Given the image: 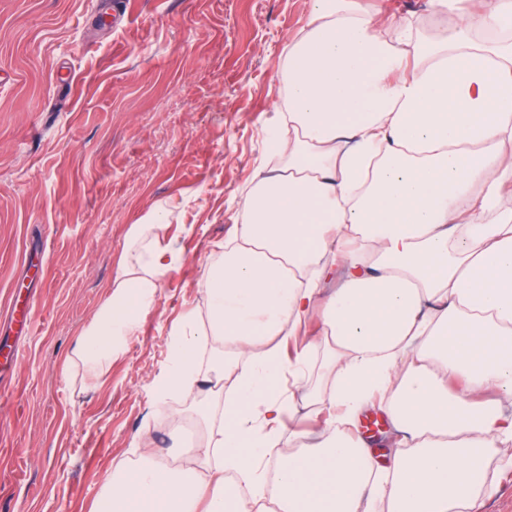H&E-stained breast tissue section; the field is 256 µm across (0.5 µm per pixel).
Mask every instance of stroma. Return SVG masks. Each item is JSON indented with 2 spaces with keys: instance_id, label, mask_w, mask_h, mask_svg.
I'll return each instance as SVG.
<instances>
[{
  "instance_id": "stroma-1",
  "label": "stroma",
  "mask_w": 512,
  "mask_h": 512,
  "mask_svg": "<svg viewBox=\"0 0 512 512\" xmlns=\"http://www.w3.org/2000/svg\"><path fill=\"white\" fill-rule=\"evenodd\" d=\"M0 0V512H90L119 463L166 458L155 398L170 332L204 319L205 265L266 143L311 0ZM171 210L185 252L126 353L84 391L64 358L103 304L131 224ZM32 301L21 329L15 304Z\"/></svg>"
}]
</instances>
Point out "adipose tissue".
I'll return each mask as SVG.
<instances>
[{
	"mask_svg": "<svg viewBox=\"0 0 512 512\" xmlns=\"http://www.w3.org/2000/svg\"><path fill=\"white\" fill-rule=\"evenodd\" d=\"M429 4L424 28L311 0L270 119L280 162L239 202L205 268L207 319L175 325L161 384L223 385L224 425L188 467L144 452L117 469L96 512H473L493 493L491 451L512 446V0ZM169 215L131 225L65 372L97 379L155 308L184 257ZM315 316L321 336L302 342ZM315 351L306 435L278 384L307 389ZM373 403L401 436L384 468L359 432Z\"/></svg>",
	"mask_w": 512,
	"mask_h": 512,
	"instance_id": "1",
	"label": "adipose tissue"
}]
</instances>
